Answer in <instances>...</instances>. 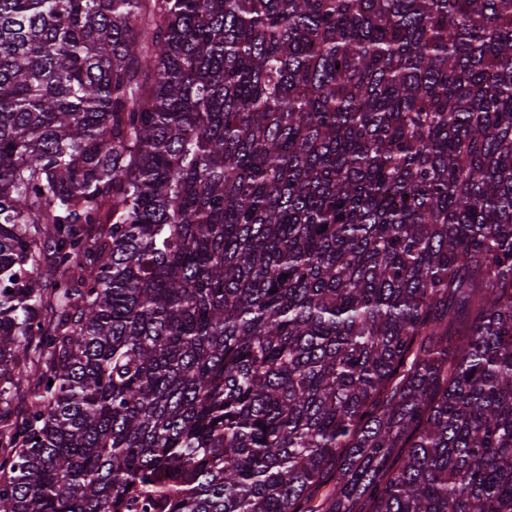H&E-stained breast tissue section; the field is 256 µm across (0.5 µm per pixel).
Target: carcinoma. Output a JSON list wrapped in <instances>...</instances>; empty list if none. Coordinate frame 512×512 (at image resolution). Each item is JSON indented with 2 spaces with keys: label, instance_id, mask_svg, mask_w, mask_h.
Instances as JSON below:
<instances>
[{
  "label": "carcinoma",
  "instance_id": "carcinoma-1",
  "mask_svg": "<svg viewBox=\"0 0 512 512\" xmlns=\"http://www.w3.org/2000/svg\"><path fill=\"white\" fill-rule=\"evenodd\" d=\"M139 498L512 512V0H0V512Z\"/></svg>",
  "mask_w": 512,
  "mask_h": 512
}]
</instances>
